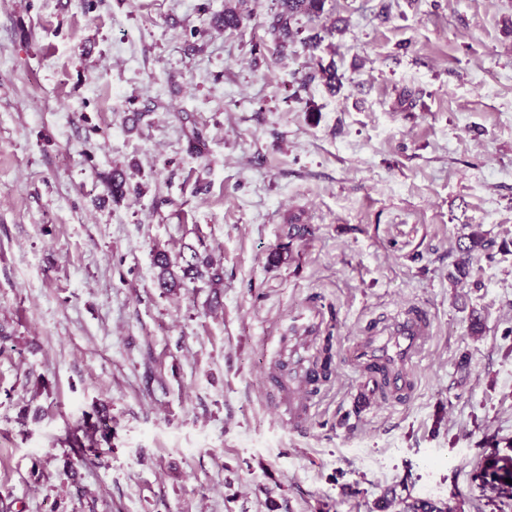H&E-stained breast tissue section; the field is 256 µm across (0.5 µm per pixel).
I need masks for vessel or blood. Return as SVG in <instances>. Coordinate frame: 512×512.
Masks as SVG:
<instances>
[{"label": "vessel or blood", "mask_w": 512, "mask_h": 512, "mask_svg": "<svg viewBox=\"0 0 512 512\" xmlns=\"http://www.w3.org/2000/svg\"><path fill=\"white\" fill-rule=\"evenodd\" d=\"M431 332L425 311L411 307L377 326L351 349L349 361L361 373L374 377L389 401L404 398L412 386V370ZM288 379L295 387L288 398L287 414L297 419L314 404L316 372L299 351L290 356Z\"/></svg>", "instance_id": "b4317fda"}]
</instances>
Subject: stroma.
Instances as JSON below:
<instances>
[{"label":"stroma","instance_id":"obj_1","mask_svg":"<svg viewBox=\"0 0 512 512\" xmlns=\"http://www.w3.org/2000/svg\"><path fill=\"white\" fill-rule=\"evenodd\" d=\"M272 7L0 0V512H512L474 479L512 469V0H327L312 53ZM468 224L494 247L455 284ZM158 247L220 261L222 308L162 292ZM410 306L393 404L347 351ZM308 309L333 374L292 422L269 383ZM109 423H112V418H107V416L104 415L99 417L97 423H92L91 425L88 423L78 424L70 430L66 440L73 447L77 448L80 460L86 461L92 457L94 459L100 457L101 452L97 447L96 434L99 429L102 428L105 437L110 435L112 433V426H110ZM80 432L82 436H80Z\"/></svg>","mask_w":512,"mask_h":512}]
</instances>
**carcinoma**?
Returning <instances> with one entry per match:
<instances>
[{
	"mask_svg": "<svg viewBox=\"0 0 512 512\" xmlns=\"http://www.w3.org/2000/svg\"><path fill=\"white\" fill-rule=\"evenodd\" d=\"M326 0H277V11L269 18L266 32L272 41L280 48L301 44L310 51H315L321 45L323 37L319 33L302 36L303 30L299 27L300 18L318 17L324 12ZM102 181L106 184L112 199L118 201L124 198L128 191V181L124 173L118 169L110 173L101 174ZM468 240L466 252L470 259L480 261L482 258L491 257L490 250L494 242L487 239L479 232H471L464 235ZM181 262L171 260L165 250L154 253V266L158 269L156 280L160 288L167 292H173L182 287L185 280L205 279L209 285L216 289L224 281V268L215 264L211 258L201 256L197 251H191L190 256L179 255ZM112 419L101 416L98 422L91 425L87 423L73 427L67 436V442L77 448L80 460L99 458L101 452L97 447L96 434L103 431V435L112 433L110 423ZM400 512H445L435 502L422 499L404 498Z\"/></svg>",
	"mask_w": 512,
	"mask_h": 512,
	"instance_id": "obj_1",
	"label": "carcinoma"
}]
</instances>
